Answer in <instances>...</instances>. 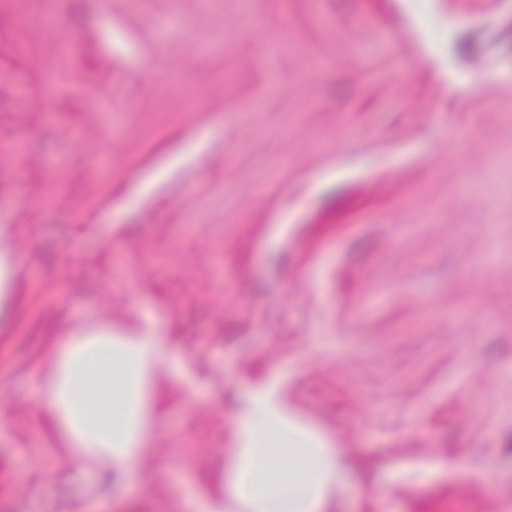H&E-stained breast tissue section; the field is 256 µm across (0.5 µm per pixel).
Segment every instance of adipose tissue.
I'll return each instance as SVG.
<instances>
[{"label": "adipose tissue", "instance_id": "1", "mask_svg": "<svg viewBox=\"0 0 512 512\" xmlns=\"http://www.w3.org/2000/svg\"><path fill=\"white\" fill-rule=\"evenodd\" d=\"M160 370L178 379L185 374L149 317L134 335L101 327L59 339L42 408L66 440L73 466L93 462L113 483L138 484L143 450L157 429L151 386ZM231 430L224 497L192 502L193 512H332L344 458L274 390L253 392Z\"/></svg>", "mask_w": 512, "mask_h": 512}]
</instances>
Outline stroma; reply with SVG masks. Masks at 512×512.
I'll list each match as a JSON object with an SVG mask.
<instances>
[{
  "label": "stroma",
  "mask_w": 512,
  "mask_h": 512,
  "mask_svg": "<svg viewBox=\"0 0 512 512\" xmlns=\"http://www.w3.org/2000/svg\"><path fill=\"white\" fill-rule=\"evenodd\" d=\"M0 163V512L220 498L272 380L335 512H512V0H0ZM146 313L199 400L157 376L118 491L32 404ZM6 225L0 226V310L2 311L5 290L9 284L10 275L13 269L14 261L9 246L3 244L6 240Z\"/></svg>",
  "instance_id": "1"
}]
</instances>
